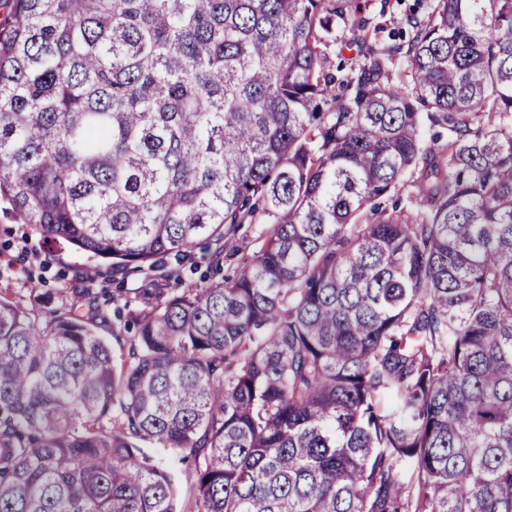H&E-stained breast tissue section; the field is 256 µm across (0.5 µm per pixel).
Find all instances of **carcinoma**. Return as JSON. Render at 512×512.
Returning a JSON list of instances; mask_svg holds the SVG:
<instances>
[{"label": "carcinoma", "mask_w": 512, "mask_h": 512, "mask_svg": "<svg viewBox=\"0 0 512 512\" xmlns=\"http://www.w3.org/2000/svg\"><path fill=\"white\" fill-rule=\"evenodd\" d=\"M6 2L16 220L98 276L270 229L230 282L134 289L120 362L0 298V512H512V0L378 55L354 0ZM416 170V217L380 209ZM182 497L185 501H192L195 494V476L190 463H175L171 470Z\"/></svg>", "instance_id": "cac0c4a2"}]
</instances>
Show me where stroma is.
Here are the masks:
<instances>
[{
    "label": "stroma",
    "instance_id": "35a3bbf8",
    "mask_svg": "<svg viewBox=\"0 0 512 512\" xmlns=\"http://www.w3.org/2000/svg\"><path fill=\"white\" fill-rule=\"evenodd\" d=\"M362 16L378 25L371 43L376 50L390 45V32L405 29L406 18L413 13H426L433 0H356ZM267 231L263 224L241 225L233 251L225 253L221 265L224 276L232 277L257 252ZM202 248H195L191 257L168 255L159 272L170 276L184 288H200L207 269ZM88 260L67 249L47 246L29 226L13 220L0 211V297L26 308L36 317L46 313L65 312L78 307L95 309L104 316L102 335L112 333L113 311L117 304L130 298L132 289L144 287L146 279L139 273L106 274L88 278ZM80 287V294H71V287Z\"/></svg>",
    "mask_w": 512,
    "mask_h": 512
}]
</instances>
